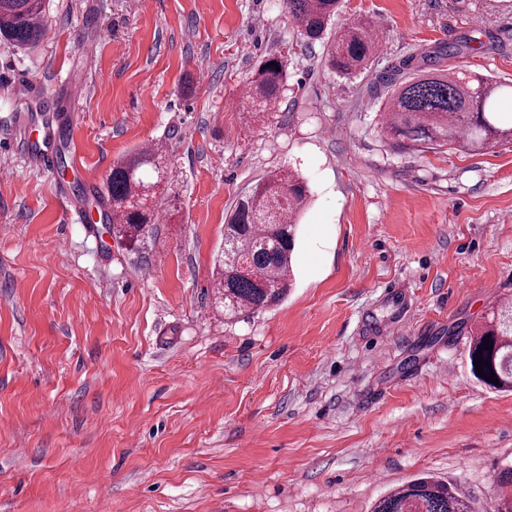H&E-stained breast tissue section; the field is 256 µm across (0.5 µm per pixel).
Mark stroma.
<instances>
[{"instance_id": "35a3bbf8", "label": "stroma", "mask_w": 512, "mask_h": 512, "mask_svg": "<svg viewBox=\"0 0 512 512\" xmlns=\"http://www.w3.org/2000/svg\"><path fill=\"white\" fill-rule=\"evenodd\" d=\"M45 12L38 47L0 41V512H371L427 475L491 512L512 393L473 378L465 332L512 299V144L393 148L378 76L467 36L480 46L460 66L512 83V0H341L336 26L384 33L353 76L284 0ZM271 54L286 90L257 122L241 92ZM73 72L91 196L37 169L16 119L21 82L60 98ZM148 140L173 179L134 250L100 215L113 165ZM275 169L311 191L293 285L231 321L213 261L237 200Z\"/></svg>"}]
</instances>
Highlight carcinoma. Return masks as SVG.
<instances>
[{
    "instance_id": "1",
    "label": "carcinoma",
    "mask_w": 512,
    "mask_h": 512,
    "mask_svg": "<svg viewBox=\"0 0 512 512\" xmlns=\"http://www.w3.org/2000/svg\"><path fill=\"white\" fill-rule=\"evenodd\" d=\"M339 0H286L300 35L322 37L336 15ZM44 0H0V36L21 48L34 46L46 31ZM383 32L359 23L336 29L327 46L328 66L345 75L371 68L380 53ZM472 50L470 39L450 38L434 48L410 53L381 77L387 87L381 129L399 149H460L480 152L512 143V117L498 111L499 97L512 95V84L464 71L456 60ZM276 66H271V63ZM287 61L272 54L251 74L243 97L265 112L279 101ZM171 182L164 155L136 150L113 166L107 179L112 231L135 245L155 222L148 198ZM308 186L296 172H269L236 203L224 225V246L215 259L220 304L233 319L248 311L279 304L292 286L299 217ZM470 372L496 391H512V302L493 309L489 322L468 332ZM490 349H483L484 343ZM482 354H476V351ZM495 375V385L475 373L476 358ZM372 512H473L468 498L432 477L413 480L379 499Z\"/></svg>"
}]
</instances>
